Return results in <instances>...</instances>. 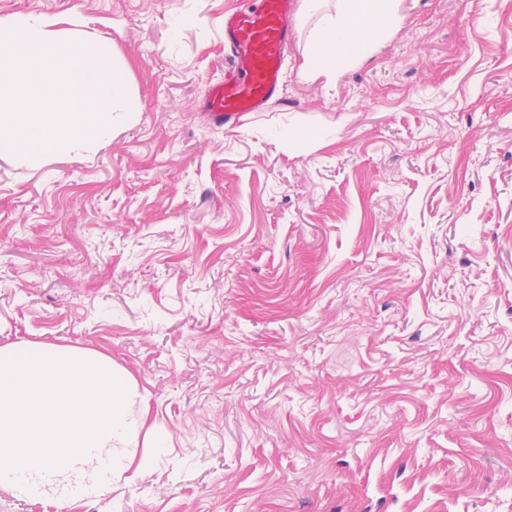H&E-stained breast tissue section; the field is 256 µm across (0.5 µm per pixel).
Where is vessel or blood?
I'll return each instance as SVG.
<instances>
[{
    "label": "vessel or blood",
    "instance_id": "b4317fda",
    "mask_svg": "<svg viewBox=\"0 0 512 512\" xmlns=\"http://www.w3.org/2000/svg\"><path fill=\"white\" fill-rule=\"evenodd\" d=\"M296 10L297 0H261L255 8L225 11L224 81L212 88L208 100L215 125L238 124L279 95L285 55L294 39Z\"/></svg>",
    "mask_w": 512,
    "mask_h": 512
}]
</instances>
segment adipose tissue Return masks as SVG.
I'll return each instance as SVG.
<instances>
[{
	"instance_id": "obj_1",
	"label": "adipose tissue",
	"mask_w": 512,
	"mask_h": 512,
	"mask_svg": "<svg viewBox=\"0 0 512 512\" xmlns=\"http://www.w3.org/2000/svg\"><path fill=\"white\" fill-rule=\"evenodd\" d=\"M400 23L398 0H302L300 77L335 87L345 69L368 57Z\"/></svg>"
}]
</instances>
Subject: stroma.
<instances>
[{
    "instance_id": "35a3bbf8",
    "label": "stroma",
    "mask_w": 512,
    "mask_h": 512,
    "mask_svg": "<svg viewBox=\"0 0 512 512\" xmlns=\"http://www.w3.org/2000/svg\"><path fill=\"white\" fill-rule=\"evenodd\" d=\"M234 0H0L111 41L139 105L0 157V347L134 378L111 490L66 512H512V0H402L336 88L292 43L238 125Z\"/></svg>"
}]
</instances>
